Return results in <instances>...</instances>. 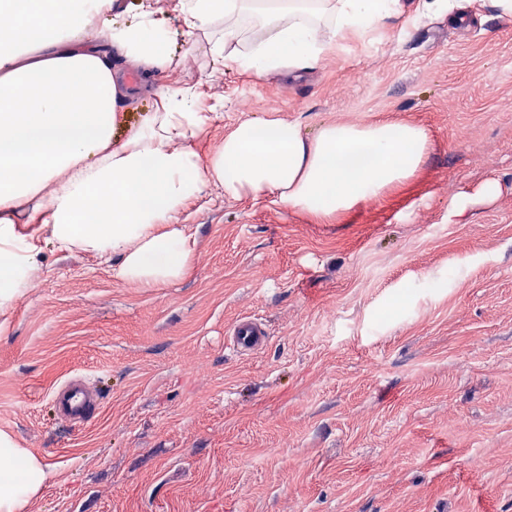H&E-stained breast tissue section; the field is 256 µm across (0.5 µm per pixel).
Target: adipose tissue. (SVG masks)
<instances>
[{
  "mask_svg": "<svg viewBox=\"0 0 512 512\" xmlns=\"http://www.w3.org/2000/svg\"><path fill=\"white\" fill-rule=\"evenodd\" d=\"M115 0H0V315L43 272L41 241L112 262L113 274L144 288L185 277L192 252L179 217L205 184L276 202L324 223L378 200L418 172L429 148L411 123H331L311 138L298 124L246 121L200 160L191 141L208 117L195 87L162 86L152 112L131 124L123 108L145 81L174 65L170 31L155 0L138 18L100 30ZM244 0H179L184 33L205 36L213 56L231 52L263 77L315 67L336 43L361 38L398 15L401 0H321L330 24L289 0H273L266 31L240 47ZM33 224L32 233L19 229ZM51 474L46 460L0 431V512H25Z\"/></svg>",
  "mask_w": 512,
  "mask_h": 512,
  "instance_id": "adipose-tissue-1",
  "label": "adipose tissue"
}]
</instances>
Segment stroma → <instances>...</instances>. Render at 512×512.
Returning <instances> with one entry per match:
<instances>
[{
    "label": "stroma",
    "instance_id": "35a3bbf8",
    "mask_svg": "<svg viewBox=\"0 0 512 512\" xmlns=\"http://www.w3.org/2000/svg\"><path fill=\"white\" fill-rule=\"evenodd\" d=\"M416 6L290 75L171 38L169 79L209 116L200 155L250 119L308 138L411 122L430 147L330 224L207 186L191 270L159 288L43 243L0 328V430L53 466L27 512H512V18L493 0L461 24ZM488 180L499 196L476 199ZM246 316L268 340L240 354ZM74 375L101 396L81 425L51 398Z\"/></svg>",
    "mask_w": 512,
    "mask_h": 512
}]
</instances>
